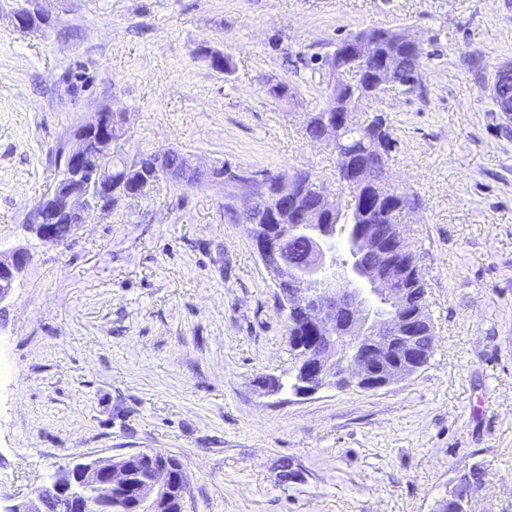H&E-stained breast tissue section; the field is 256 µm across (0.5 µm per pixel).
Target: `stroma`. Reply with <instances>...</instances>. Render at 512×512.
<instances>
[{
	"instance_id": "35a3bbf8",
	"label": "stroma",
	"mask_w": 512,
	"mask_h": 512,
	"mask_svg": "<svg viewBox=\"0 0 512 512\" xmlns=\"http://www.w3.org/2000/svg\"><path fill=\"white\" fill-rule=\"evenodd\" d=\"M12 7L0 0V253L34 259L0 310V490L153 449L183 464L188 512H437L476 467L467 512H512V117L491 94L512 63V0H47L32 33ZM377 29L426 53L420 90L355 114L390 117L389 182L418 200L403 223L435 340L411 378L258 391L292 366L287 318L246 225L224 219L223 185L161 182L64 245L26 232L54 149L103 108L125 113L128 153L310 170L336 194V154L302 126L340 41ZM77 63L92 83L71 98L60 79Z\"/></svg>"
}]
</instances>
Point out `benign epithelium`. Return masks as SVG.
I'll use <instances>...</instances> for the list:
<instances>
[{"instance_id":"1","label":"benign epithelium","mask_w":512,"mask_h":512,"mask_svg":"<svg viewBox=\"0 0 512 512\" xmlns=\"http://www.w3.org/2000/svg\"><path fill=\"white\" fill-rule=\"evenodd\" d=\"M43 0H27L22 12L12 11L9 21L22 31H37L48 24ZM369 40L359 39L353 47L339 46L328 59L333 85L352 88L370 61ZM401 57L394 56L376 77L371 88L357 90L353 102L377 97L395 83ZM354 109L348 106L338 119L323 122L321 140L336 142L339 132L353 124ZM124 125L120 112L102 109L77 126L65 146L66 179L56 181L42 194L29 215L27 228L42 242L56 244L53 225L74 231L85 223L90 211L108 212L124 200L120 187L112 185V157L124 152L122 139L112 137V128ZM168 150L152 152L153 169L139 187L145 192L161 181L172 180L191 186L224 183L215 167L191 159L190 166L176 172L166 165ZM245 188L234 198L239 213H251L258 199L268 195V181L262 193L252 190L255 175L241 172ZM334 206V198L323 194L320 204L296 211L283 204L273 210L275 224H249L250 237L262 265L273 280L277 300L288 312V322L305 335L290 336L294 356V394L310 398L328 388L372 392L391 387L418 372L427 362V350L434 345L417 343L415 314L409 313V287L388 290L390 309L378 307L374 289L363 275L365 253H396L406 262L380 266L379 281L405 282L419 270L404 239L383 232L377 224H361L357 236L346 244L348 260H336L329 228L322 224L323 212ZM285 224L294 231H308L310 256L302 268L280 257L281 233ZM32 255L24 248L0 257V304L11 296L18 275ZM137 460L138 469L129 464ZM187 477L174 456L145 450L123 456L94 455L58 471L34 495L19 498L0 493V512H187ZM474 492L462 480L441 505L440 512H455V506Z\"/></svg>"}]
</instances>
